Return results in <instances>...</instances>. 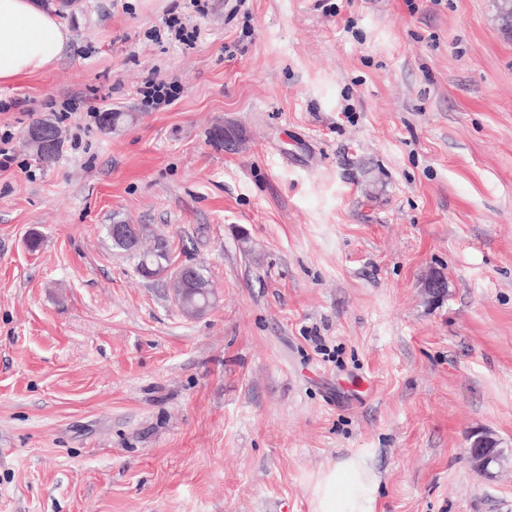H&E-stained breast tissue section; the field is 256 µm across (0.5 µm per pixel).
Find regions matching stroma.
Instances as JSON below:
<instances>
[{"label": "stroma", "mask_w": 512, "mask_h": 512, "mask_svg": "<svg viewBox=\"0 0 512 512\" xmlns=\"http://www.w3.org/2000/svg\"><path fill=\"white\" fill-rule=\"evenodd\" d=\"M204 3L57 0L58 64L0 85V512H310L352 453L376 512H512L493 0ZM161 79L179 99L145 110ZM38 118L62 131L50 166ZM120 220L204 266L212 306L141 277ZM482 430L509 458L490 477L465 457Z\"/></svg>", "instance_id": "stroma-1"}]
</instances>
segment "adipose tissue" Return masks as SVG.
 Segmentation results:
<instances>
[{
	"mask_svg": "<svg viewBox=\"0 0 512 512\" xmlns=\"http://www.w3.org/2000/svg\"><path fill=\"white\" fill-rule=\"evenodd\" d=\"M69 32L47 0H0V83L56 66ZM378 475L351 454L322 470L310 487L311 512H375Z\"/></svg>",
	"mask_w": 512,
	"mask_h": 512,
	"instance_id": "ef3b65f1",
	"label": "adipose tissue"
}]
</instances>
